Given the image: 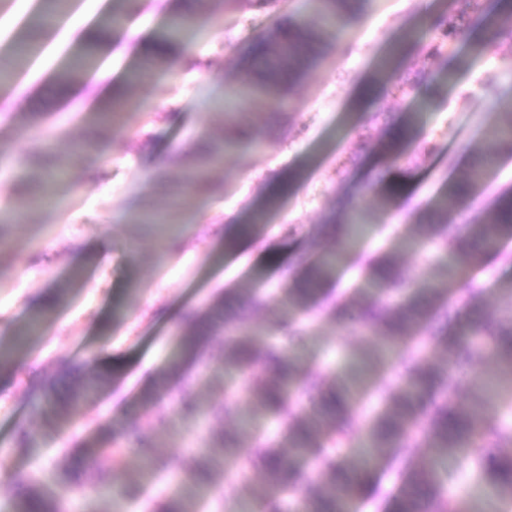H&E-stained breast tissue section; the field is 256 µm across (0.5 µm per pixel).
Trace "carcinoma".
I'll use <instances>...</instances> for the list:
<instances>
[{
	"label": "carcinoma",
	"mask_w": 512,
	"mask_h": 512,
	"mask_svg": "<svg viewBox=\"0 0 512 512\" xmlns=\"http://www.w3.org/2000/svg\"><path fill=\"white\" fill-rule=\"evenodd\" d=\"M45 13L29 24L27 38L33 41L44 33L47 19L62 12L67 0H47ZM322 22L316 28L286 17L271 36L256 38L252 44L254 69L234 86L229 99L248 98L263 102L288 101L290 91L314 56L317 46L335 27L336 21L358 14L365 0H312ZM437 39L428 47L423 69L431 68L463 40L464 31L457 20L444 16L434 22ZM207 21L195 25L180 15L172 17L158 42L172 51L186 42L203 37ZM96 44L77 50L55 73L61 88L67 86L73 72L90 67L95 60ZM15 54L0 52V89L11 82ZM137 104L121 97L93 113L94 134L76 143L75 155L95 153L101 141L119 126ZM213 107L224 116L217 132L199 136L184 154L185 190L172 198L171 209L160 217L150 203L142 199L131 211L129 223L180 224L192 196L214 191L210 171L221 164L224 155L246 146L257 149L261 141L249 131L247 123L233 112L224 111V99ZM415 137L412 120L386 126L384 147L395 151ZM512 155V113L502 114L499 122L483 134L480 161L470 174L446 185L438 212L429 223L418 225L420 236L439 242L445 250L437 267L444 284L456 281L460 272L475 258L476 252H494L509 262L512 256L501 251L504 239L512 237V188L498 192L484 207L476 224L465 225L464 232L448 238L449 218L462 203L473 201L487 169L502 156ZM19 164L21 175L9 186L7 204L0 208V247L6 244L8 227L18 215L35 206L51 207L61 198L69 162L45 150L27 156ZM358 266L366 286L350 289L347 295L328 300L325 287L336 280L341 267ZM263 282L255 280L248 288H229L210 304L188 314L190 331L179 344L178 356L169 362L155 380V389L164 391L175 385L179 391L177 413L194 418L200 408L189 388L206 369L210 337L224 334V371L248 377L243 387L216 384L220 391L235 397L245 392L252 409L280 424L282 440L271 444L253 424L251 415L226 403L205 412L212 429L205 449L190 462L167 464L172 475L183 481V489L153 504V512H196L184 503L183 491L196 497L218 487L220 472L232 473L240 452L239 434L253 435V455L263 468L272 491L261 501V512H348V504L357 495L376 500L381 491L368 494L365 485L371 471L382 460L399 477L394 494L384 498L386 512H483L473 498H458L448 492L447 481L435 469L419 465L415 449L429 448L437 464L455 462L460 467L473 464L472 475L484 489L487 506L506 512L512 506V284L499 289L498 313H487L474 304L467 317L469 325L459 336L448 335L453 311L448 307V289L427 282L410 281L403 274L398 258L387 248L373 255L355 250L319 254L297 271L282 292L280 319L269 329L292 338L303 335V321L320 316L339 328L356 324L367 335L371 348L349 353L350 370L336 378L304 374L305 359L298 346L272 345L242 326L243 315L263 307L267 300ZM429 330L437 346L448 351V359L457 364L472 360L484 345H489L502 369L496 393L504 400L496 418L483 412L490 392L473 376L470 399L459 403L450 391L448 373L420 352V335ZM396 349L414 352L396 377L385 375L388 355ZM84 365H71L66 374L75 381L59 392L47 383L39 403L47 406L58 422L66 423L84 403L93 399L104 380L82 376ZM375 393L381 407L365 420V432L353 444L360 405L368 393ZM124 452L117 437L102 444H87L69 453L70 464L54 471L53 484L58 492L47 489L40 480L22 476L18 484L24 494L10 502V512H62L63 496L86 498L93 493L106 495L112 488V463ZM320 460L321 470L314 481L303 482L304 464L309 456ZM147 487L132 479L112 499V506L99 512H119V503L141 499Z\"/></svg>",
	"instance_id": "carcinoma-1"
}]
</instances>
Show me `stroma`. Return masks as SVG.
<instances>
[{
	"label": "stroma",
	"instance_id": "stroma-1",
	"mask_svg": "<svg viewBox=\"0 0 512 512\" xmlns=\"http://www.w3.org/2000/svg\"><path fill=\"white\" fill-rule=\"evenodd\" d=\"M483 0L501 36L482 54L465 47L441 58L420 95L403 97L391 83L373 84L378 63L394 58L395 76L414 72L434 37L432 20L448 14L450 0H372L348 19L339 37H328L294 88L287 108L274 102L238 101L264 148L225 155L211 171L221 190L194 200L190 221L179 232V246L159 258V242L145 226L128 223L131 204L148 197L156 211L170 195L157 188V174L181 187L182 154L198 136L214 131L221 118L210 97L235 84L246 64L248 46L270 31L284 14L304 16L317 25L306 0H244L233 9L211 5L210 37L178 49L169 67L142 70L139 40L119 35L123 54L113 56V83L138 104L114 129L100 151L70 167L72 197L61 211L41 210L22 218L8 235V254L0 259V341H10L35 315V302L48 291L58 303L45 314L41 335L31 337L13 367L0 369V512H9L15 474H51L65 462V448L112 434L140 436L145 445L129 451L112 469L113 487L131 477L163 498L166 482L144 469V458L164 463L188 459L201 450L204 426L174 413L175 397L161 395L153 411L158 424L139 427L141 396L178 348L186 313L205 306L220 287L247 286L263 274L267 291L282 286L287 273L332 241L319 236L331 218L347 219L364 210L370 232L365 250L397 246L415 233L417 216L431 205L449 178L464 176L481 134L500 113L512 111V7ZM176 0H131L126 26L140 38H153L175 11ZM38 67L19 62L30 85L23 98L0 93V148L13 159L52 146L68 156L73 139L88 134L94 107L92 80L79 73L84 101L64 99L54 72L72 54L60 27ZM141 70L137 83H127ZM500 86L487 96L488 81ZM373 86L370 103L358 91ZM418 114L419 133L399 155L381 145L382 119L399 121ZM288 181L285 194L269 199L274 180ZM247 225L246 248L224 249V227ZM472 282L453 284L448 300L458 315L470 301L487 311L498 305L500 283L512 281V264L485 258ZM309 368L341 372L348 351L365 346L357 329L336 330L319 319L301 340ZM89 362L90 376H104L98 399L86 405L77 427L61 431L37 411L40 386L57 377L70 360ZM34 436L19 448V434Z\"/></svg>",
	"mask_w": 512,
	"mask_h": 512
}]
</instances>
